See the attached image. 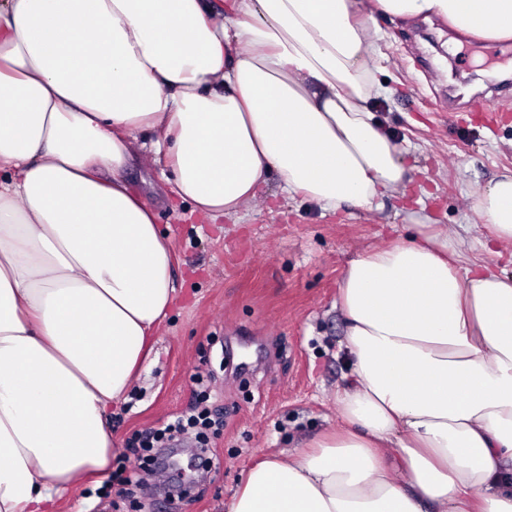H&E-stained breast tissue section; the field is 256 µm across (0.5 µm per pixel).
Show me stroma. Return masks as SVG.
I'll use <instances>...</instances> for the list:
<instances>
[{
  "mask_svg": "<svg viewBox=\"0 0 512 512\" xmlns=\"http://www.w3.org/2000/svg\"><path fill=\"white\" fill-rule=\"evenodd\" d=\"M377 22L371 106L403 147L405 194L327 211L272 177L241 220L201 224L160 169L129 170L172 240L179 294L128 401L112 409L111 475L65 494L59 512H149L161 491L108 500L97 490L139 467L130 445L188 407L197 375L224 427L210 439L218 468L188 471L180 512H226L256 461L335 429V392L352 381L336 301L357 251L446 224L473 243L470 259L512 274V249L491 244L467 207L468 194L512 173V41L463 38L438 20ZM476 100L486 111H472Z\"/></svg>",
  "mask_w": 512,
  "mask_h": 512,
  "instance_id": "stroma-1",
  "label": "stroma"
}]
</instances>
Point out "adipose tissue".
Returning a JSON list of instances; mask_svg holds the SVG:
<instances>
[{
  "label": "adipose tissue",
  "instance_id": "ef3b65f1",
  "mask_svg": "<svg viewBox=\"0 0 512 512\" xmlns=\"http://www.w3.org/2000/svg\"><path fill=\"white\" fill-rule=\"evenodd\" d=\"M512 39V0H0V512L106 474L177 297L136 159L218 222L269 176L323 209L403 193L369 107L377 15ZM512 246V175L472 195ZM448 226L357 253L341 422L252 467L227 512H512V275Z\"/></svg>",
  "mask_w": 512,
  "mask_h": 512
}]
</instances>
